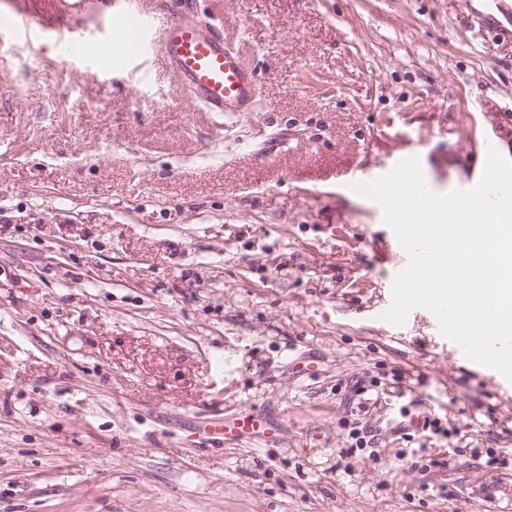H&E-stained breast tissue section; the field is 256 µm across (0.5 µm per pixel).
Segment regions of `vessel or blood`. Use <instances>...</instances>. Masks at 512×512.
<instances>
[{
    "label": "vessel or blood",
    "mask_w": 512,
    "mask_h": 512,
    "mask_svg": "<svg viewBox=\"0 0 512 512\" xmlns=\"http://www.w3.org/2000/svg\"><path fill=\"white\" fill-rule=\"evenodd\" d=\"M153 12L125 0L119 19L128 33L127 53L139 56L148 35H155L157 51L179 86L193 103L207 112L242 115L257 110L259 75L248 62L241 43L217 25L201 22V0H160ZM478 30L512 42V0H461ZM209 441L245 442L268 439L272 429L259 413L219 416L205 427Z\"/></svg>",
    "instance_id": "1"
}]
</instances>
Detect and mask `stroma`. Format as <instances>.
Instances as JSON below:
<instances>
[{"instance_id": "35a3bbf8", "label": "stroma", "mask_w": 512, "mask_h": 512, "mask_svg": "<svg viewBox=\"0 0 512 512\" xmlns=\"http://www.w3.org/2000/svg\"><path fill=\"white\" fill-rule=\"evenodd\" d=\"M214 11L255 115L127 61L112 10L55 13L71 44L19 39L0 72V512H512V382L426 309L390 328L406 254L346 185L405 150L468 188L512 43L459 0ZM250 410L277 441L192 446Z\"/></svg>"}]
</instances>
